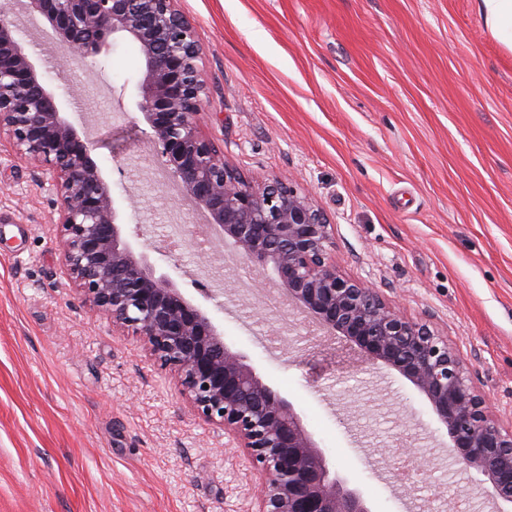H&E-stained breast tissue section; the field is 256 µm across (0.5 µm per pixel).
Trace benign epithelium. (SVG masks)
I'll return each instance as SVG.
<instances>
[{"instance_id": "1", "label": "benign epithelium", "mask_w": 512, "mask_h": 512, "mask_svg": "<svg viewBox=\"0 0 512 512\" xmlns=\"http://www.w3.org/2000/svg\"><path fill=\"white\" fill-rule=\"evenodd\" d=\"M13 3L0 0V141L50 175L63 265L81 302L138 337L191 410L244 449L259 480L253 512H373L331 471L293 405L129 238L92 145L61 111L19 38ZM27 7L46 19L50 48L65 57L105 55L112 37L138 47L139 106L150 136L208 223L242 258L272 269L288 299L324 330L405 377L447 429L456 462L511 502L512 430L494 419L448 340L343 276L330 253L331 224L312 200L281 180H248L202 131L208 92L200 48L176 0H27Z\"/></svg>"}]
</instances>
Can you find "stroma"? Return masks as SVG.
I'll use <instances>...</instances> for the list:
<instances>
[{"mask_svg":"<svg viewBox=\"0 0 512 512\" xmlns=\"http://www.w3.org/2000/svg\"><path fill=\"white\" fill-rule=\"evenodd\" d=\"M195 24L203 131L252 180L309 196L346 277L447 337L512 427V48L476 0H178ZM21 39L93 146L129 235L225 342L300 413L373 512H512L396 370L322 334L206 223L139 108L138 48L84 65ZM0 512H252L256 475L198 418L140 340L113 331L68 280L46 174L0 150ZM179 246H172V239ZM424 461L418 493L397 453Z\"/></svg>","mask_w":512,"mask_h":512,"instance_id":"1","label":"stroma"}]
</instances>
